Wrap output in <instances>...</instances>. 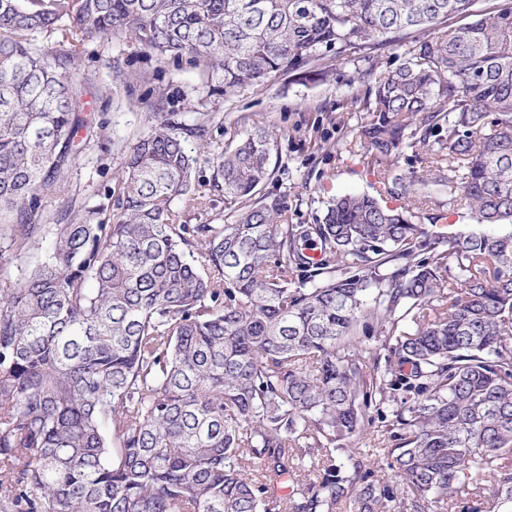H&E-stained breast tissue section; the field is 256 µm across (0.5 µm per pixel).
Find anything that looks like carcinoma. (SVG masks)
<instances>
[{"instance_id":"1","label":"carcinoma","mask_w":512,"mask_h":512,"mask_svg":"<svg viewBox=\"0 0 512 512\" xmlns=\"http://www.w3.org/2000/svg\"><path fill=\"white\" fill-rule=\"evenodd\" d=\"M474 4L0 0V271L19 274L0 288V512H512V8ZM453 17L471 21L439 31ZM113 36L226 96L398 48L401 67L359 74L365 147L390 193L444 186L471 223L429 231L353 193L290 224L258 196L268 132L195 183L186 142L214 116L162 112L126 155L116 219L63 222L41 198L93 131L76 62ZM417 143L433 176L395 173ZM216 191L222 224L171 207ZM377 419L390 480L351 447Z\"/></svg>"}]
</instances>
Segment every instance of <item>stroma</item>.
<instances>
[{"label":"stroma","instance_id":"1","mask_svg":"<svg viewBox=\"0 0 512 512\" xmlns=\"http://www.w3.org/2000/svg\"><path fill=\"white\" fill-rule=\"evenodd\" d=\"M403 61L400 50L392 47L354 63L331 54L320 65L321 75L286 74L228 98L223 88L202 87L189 67L160 64L148 52L131 53L115 39L90 42L79 65L92 78L87 109L96 131L64 188L49 190L47 205L53 211L71 202L80 208L105 205L106 189L120 187L126 149L152 125V114L144 106L149 100L182 121L194 112L214 115L207 145L188 143L199 180L213 175V148L236 143L257 128L276 136L279 170L261 193L285 202L289 223H320L327 201L347 193H377L384 205L401 206L400 197L381 193L384 165L358 140L361 126L370 119L358 73L370 68L382 76ZM103 84L109 88L104 96L98 91Z\"/></svg>","mask_w":512,"mask_h":512}]
</instances>
